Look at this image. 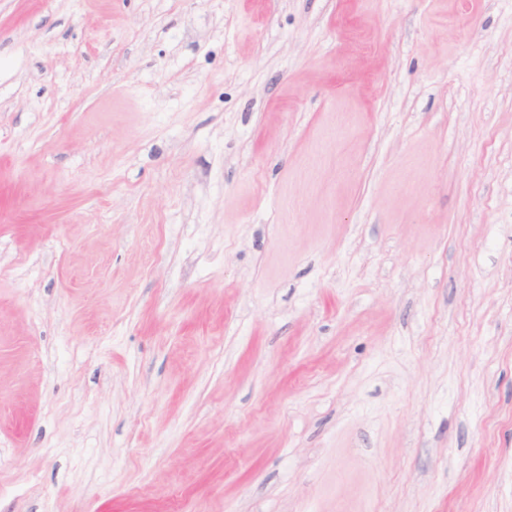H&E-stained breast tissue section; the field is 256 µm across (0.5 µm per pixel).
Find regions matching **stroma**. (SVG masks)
<instances>
[{"label": "stroma", "instance_id": "1", "mask_svg": "<svg viewBox=\"0 0 512 512\" xmlns=\"http://www.w3.org/2000/svg\"><path fill=\"white\" fill-rule=\"evenodd\" d=\"M0 512H512V0H0Z\"/></svg>", "mask_w": 512, "mask_h": 512}]
</instances>
